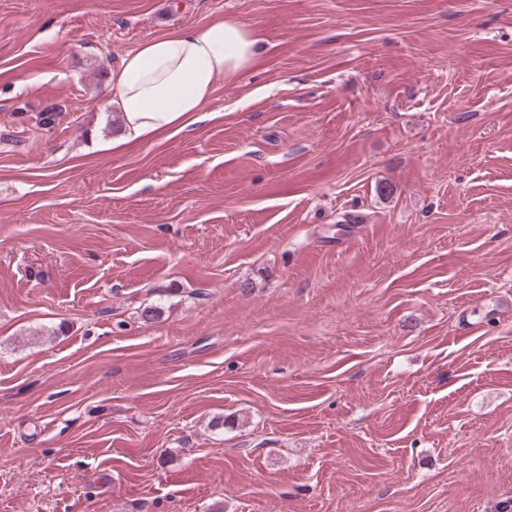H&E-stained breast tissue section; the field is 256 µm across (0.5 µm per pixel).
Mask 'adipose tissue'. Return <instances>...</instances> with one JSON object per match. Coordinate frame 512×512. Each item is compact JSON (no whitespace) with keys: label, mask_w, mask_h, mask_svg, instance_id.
Instances as JSON below:
<instances>
[{"label":"adipose tissue","mask_w":512,"mask_h":512,"mask_svg":"<svg viewBox=\"0 0 512 512\" xmlns=\"http://www.w3.org/2000/svg\"><path fill=\"white\" fill-rule=\"evenodd\" d=\"M259 44L250 23L232 18L142 42L112 71L113 147L188 128L218 85L258 63Z\"/></svg>","instance_id":"obj_1"}]
</instances>
